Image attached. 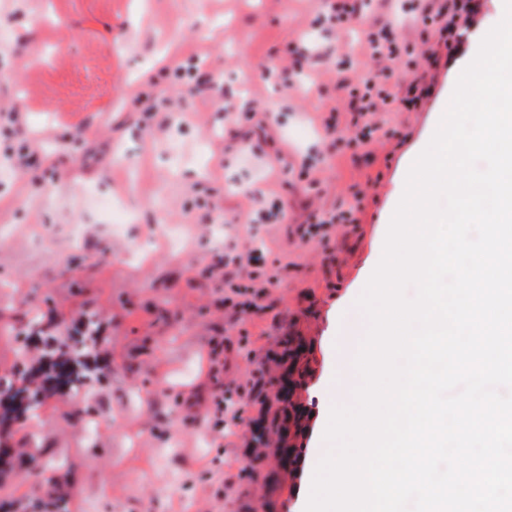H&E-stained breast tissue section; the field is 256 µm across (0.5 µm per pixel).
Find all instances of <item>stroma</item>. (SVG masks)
I'll list each match as a JSON object with an SVG mask.
<instances>
[{
  "instance_id": "obj_1",
  "label": "stroma",
  "mask_w": 512,
  "mask_h": 512,
  "mask_svg": "<svg viewBox=\"0 0 512 512\" xmlns=\"http://www.w3.org/2000/svg\"><path fill=\"white\" fill-rule=\"evenodd\" d=\"M321 0H0V105H18L23 131L0 125V377L14 364V337L41 315L59 339L81 337V311L103 323L88 401L108 414L88 435L75 392L56 388L38 418L11 427L0 502H36L55 512H256L247 477L251 429L264 407L256 381L272 365L280 336L307 340L312 372L299 392L310 414L294 483L269 495L276 512H304L326 416L319 392L332 378L355 389L354 352L368 320L357 306L378 264L398 191L411 160L428 145L457 78L474 51L462 36L429 66L424 50L436 25L401 18L400 61L389 81L395 99L369 142L355 141L346 92L324 64L293 53L300 35L335 47V67L355 87L375 67L362 56L366 25L341 41L315 22ZM302 63L304 85L266 72ZM334 67V68H335ZM431 89L417 107L405 90L418 75ZM179 99V119L157 124L137 96ZM233 102L231 115L219 100ZM336 124L326 136L323 120ZM125 194L140 213L127 236L106 232L87 205L94 186ZM286 204L280 223L250 221L252 191ZM315 210L351 214L330 240H304ZM45 224H78L80 248L66 237L44 246ZM164 224H189L170 249ZM214 224L269 240L258 265L273 280L258 307L225 304L223 277L203 267L224 250ZM152 237L132 258L133 241ZM228 399L223 427L207 416ZM178 438L177 455L160 448Z\"/></svg>"
}]
</instances>
